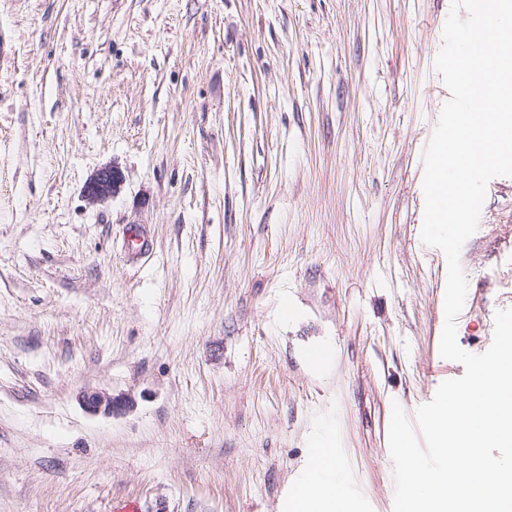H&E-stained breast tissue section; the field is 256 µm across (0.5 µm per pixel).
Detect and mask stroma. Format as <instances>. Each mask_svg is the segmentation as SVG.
Masks as SVG:
<instances>
[{
  "label": "stroma",
  "mask_w": 512,
  "mask_h": 512,
  "mask_svg": "<svg viewBox=\"0 0 512 512\" xmlns=\"http://www.w3.org/2000/svg\"><path fill=\"white\" fill-rule=\"evenodd\" d=\"M451 6L0 0V512H288L328 432L357 512H393V405L465 373L421 239ZM460 263L477 354L512 308V177ZM122 176L120 171L112 166V169H103L88 183L86 197L91 203L99 202L109 196H113L120 188ZM85 407L94 414L112 415L117 403L112 396L101 391H90L83 395Z\"/></svg>",
  "instance_id": "1"
}]
</instances>
